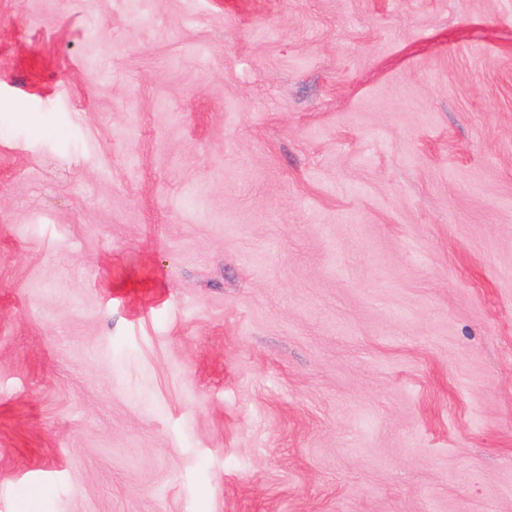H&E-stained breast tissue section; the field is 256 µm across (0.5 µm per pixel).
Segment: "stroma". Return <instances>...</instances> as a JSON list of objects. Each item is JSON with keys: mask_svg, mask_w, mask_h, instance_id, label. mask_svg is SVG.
Wrapping results in <instances>:
<instances>
[{"mask_svg": "<svg viewBox=\"0 0 512 512\" xmlns=\"http://www.w3.org/2000/svg\"><path fill=\"white\" fill-rule=\"evenodd\" d=\"M0 512H512V0H0Z\"/></svg>", "mask_w": 512, "mask_h": 512, "instance_id": "1", "label": "stroma"}]
</instances>
